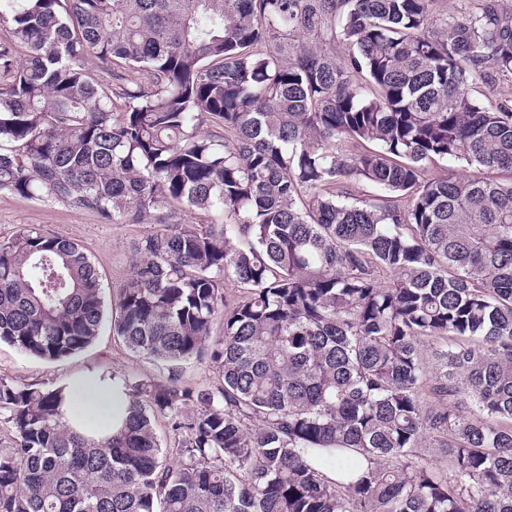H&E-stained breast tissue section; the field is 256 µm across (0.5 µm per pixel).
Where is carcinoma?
<instances>
[{
    "mask_svg": "<svg viewBox=\"0 0 512 512\" xmlns=\"http://www.w3.org/2000/svg\"><path fill=\"white\" fill-rule=\"evenodd\" d=\"M0 23V191L168 226L112 335L171 373L97 374L129 398L100 438L68 386L1 376L0 512H512V99L471 94L512 78L504 0H0ZM103 317L82 246L0 240V342L57 360ZM207 355L219 387L174 385Z\"/></svg>",
    "mask_w": 512,
    "mask_h": 512,
    "instance_id": "obj_1",
    "label": "carcinoma"
}]
</instances>
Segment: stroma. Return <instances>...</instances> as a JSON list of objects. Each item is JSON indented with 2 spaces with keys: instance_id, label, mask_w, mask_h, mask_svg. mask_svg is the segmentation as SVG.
Segmentation results:
<instances>
[{
  "instance_id": "obj_1",
  "label": "stroma",
  "mask_w": 512,
  "mask_h": 512,
  "mask_svg": "<svg viewBox=\"0 0 512 512\" xmlns=\"http://www.w3.org/2000/svg\"><path fill=\"white\" fill-rule=\"evenodd\" d=\"M24 225L71 239L91 254L100 275L105 299L130 273L136 259L134 249L146 235L159 232L156 224H112L96 214L74 209L51 198L32 200L0 191V237H7ZM102 369L136 380L166 382L169 372L162 363L133 355L122 340L112 334L111 320H104L99 336L84 350L58 360H44L0 344V376L38 386L64 384Z\"/></svg>"
}]
</instances>
